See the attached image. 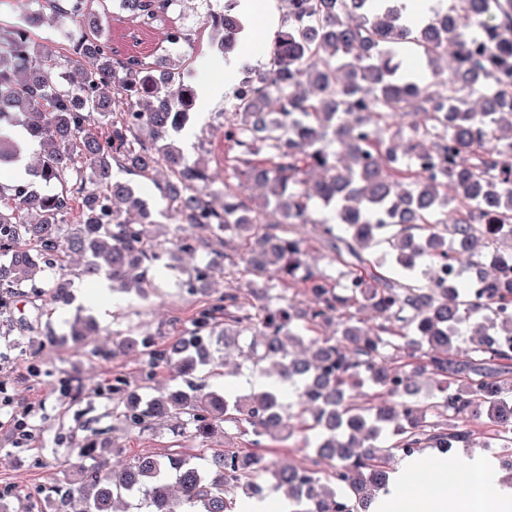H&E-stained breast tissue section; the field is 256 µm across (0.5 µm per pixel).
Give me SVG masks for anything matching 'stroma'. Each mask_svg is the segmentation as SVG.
<instances>
[{
  "instance_id": "obj_1",
  "label": "stroma",
  "mask_w": 512,
  "mask_h": 512,
  "mask_svg": "<svg viewBox=\"0 0 512 512\" xmlns=\"http://www.w3.org/2000/svg\"><path fill=\"white\" fill-rule=\"evenodd\" d=\"M102 26L115 55L139 54L147 61L165 56V46L154 44L150 35L132 29L130 21L105 16ZM180 53L187 60L186 82L202 86L224 78V56L211 48L201 56L194 44ZM223 104H197L192 121L175 137L189 160H201L213 171L224 169V135L218 118ZM207 251L186 257L185 270H160L156 287L145 297L100 289L98 283L79 276L77 263L62 256L54 271L69 282L68 305L51 303L47 296L24 285L14 298L11 321L0 325V387L19 407H31V436L17 441L0 430V512H57L54 500L42 488L53 472L66 471L71 485L87 476L76 463L79 443L97 435L101 460L112 463L145 452H196L197 448L233 445L241 452H254L251 434L229 429L215 431L197 441L174 433L170 420L139 431L122 426L107 388L115 379L138 387L148 368L146 358L116 355L112 347L121 334H153L167 342L188 326L195 310L206 298L193 294L184 284V273L207 258ZM90 316L99 325L97 335L87 337L82 351H74L65 337L76 318Z\"/></svg>"
}]
</instances>
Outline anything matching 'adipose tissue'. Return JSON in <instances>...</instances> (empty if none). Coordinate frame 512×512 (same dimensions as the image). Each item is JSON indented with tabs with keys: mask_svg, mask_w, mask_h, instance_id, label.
<instances>
[{
	"mask_svg": "<svg viewBox=\"0 0 512 512\" xmlns=\"http://www.w3.org/2000/svg\"><path fill=\"white\" fill-rule=\"evenodd\" d=\"M256 24L242 43L244 58L266 60L265 44L278 26L275 0H244ZM375 512H512V485L502 481L495 461L484 455L451 462L415 454L400 460L392 491L379 499Z\"/></svg>",
	"mask_w": 512,
	"mask_h": 512,
	"instance_id": "adipose-tissue-1",
	"label": "adipose tissue"
}]
</instances>
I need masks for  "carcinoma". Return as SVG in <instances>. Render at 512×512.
Listing matches in <instances>:
<instances>
[{
  "mask_svg": "<svg viewBox=\"0 0 512 512\" xmlns=\"http://www.w3.org/2000/svg\"><path fill=\"white\" fill-rule=\"evenodd\" d=\"M100 2L46 0L50 17L27 10L26 26L0 35V167L19 161V135L37 142L25 177L0 182V314L23 284L68 303L69 282L47 275L60 254L84 257L86 278L145 296L159 265L175 268L160 255L194 254L215 236L226 248L189 279L202 291L223 274L246 287L199 307L162 347L128 334L112 353L213 373L204 337L227 347L248 336L246 357L272 362L278 377L246 395L192 386L144 399L113 388L131 427L174 417L206 439L248 424L256 444L273 441L267 460L226 446L202 459L146 453L104 472L89 441L79 455L89 480L65 497L79 512H237V489L261 499L269 484L292 512H368L398 455L499 448L512 468V441L495 433L512 426V0H448L414 26L400 0H285L269 67L240 81L224 110L221 178L172 139L196 103L185 59L158 72L113 57L96 37ZM110 2L160 23L163 42L169 14L193 0ZM240 3L224 0L207 18L226 54L245 28ZM46 19L79 33L68 36L74 56L61 61L65 47L32 39ZM115 165L164 184L171 247ZM317 207L331 220H315ZM308 224L337 275L306 263ZM450 256L462 273L479 269L480 288L440 283ZM364 309L373 321L356 317ZM93 327L78 318L71 347ZM296 431L306 462L285 464L274 443Z\"/></svg>",
  "mask_w": 512,
  "mask_h": 512,
  "instance_id": "cac0c4a2",
  "label": "carcinoma"
}]
</instances>
